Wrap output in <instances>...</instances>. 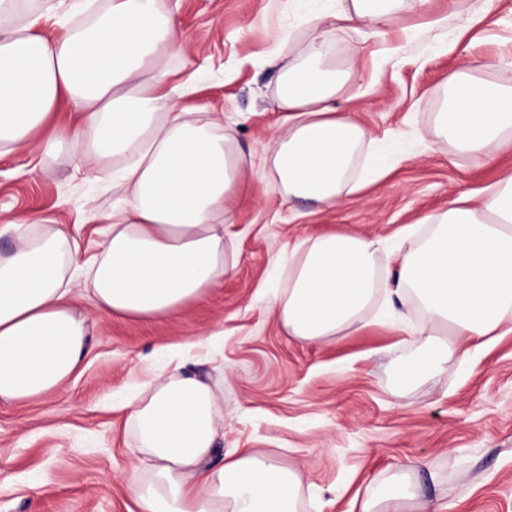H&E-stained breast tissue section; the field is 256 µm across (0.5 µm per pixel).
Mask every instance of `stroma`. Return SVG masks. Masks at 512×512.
Here are the masks:
<instances>
[{"instance_id":"stroma-1","label":"stroma","mask_w":512,"mask_h":512,"mask_svg":"<svg viewBox=\"0 0 512 512\" xmlns=\"http://www.w3.org/2000/svg\"><path fill=\"white\" fill-rule=\"evenodd\" d=\"M175 10L184 41L167 60L172 85L195 91L182 108L233 124L243 150L272 143L284 115L269 60L273 35L289 48L309 33L298 0H160ZM72 0H20L15 26L41 15L39 33L60 36ZM435 15L405 14L385 42H367L354 89L339 98L370 131L373 151L394 155L391 175L335 208L289 200L248 174L235 198L237 264L200 304L151 323L93 317L88 364L59 388L21 405L0 404V512H136L122 479L137 439L121 401L162 367L160 348L179 346L188 367L224 389V446L277 453L300 463L307 512H359L354 496L375 492L396 463H427L418 481L447 512H512V334L469 370L449 365L407 389L394 385L397 360L418 346L419 315L405 302L386 326L350 330L326 342L287 336L265 292L278 253L327 231L392 238L512 173V152L475 159L432 144L433 112L461 65L512 82V0H435ZM452 50H443V43ZM69 145L34 166L28 151L0 159V211L40 215L79 234L94 253L119 197L111 174L86 177ZM220 332L208 343L211 332ZM196 345H189V337ZM42 486L32 494L31 484Z\"/></svg>"}]
</instances>
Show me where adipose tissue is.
Instances as JSON below:
<instances>
[{
	"mask_svg": "<svg viewBox=\"0 0 512 512\" xmlns=\"http://www.w3.org/2000/svg\"><path fill=\"white\" fill-rule=\"evenodd\" d=\"M433 0H336L334 11L306 14V44L288 57L280 42L276 102L286 118L262 163L238 145L234 127L200 122L181 108L185 90L169 83L166 59L181 46L174 13L158 0H108L90 24L67 25L48 39L38 17L12 18L18 0H0V158L31 148L39 156L69 143L89 175L111 170L123 204L113 210L96 254L65 225L37 214L0 219V402L24 404L58 388L87 361L91 314L152 322L203 301L235 267L226 228L245 178L260 170L289 198L329 209L385 177L389 164L359 171L373 141L335 101L351 86L360 48L343 62L333 51L345 31L384 37L407 10L428 15ZM78 122L43 129L60 102ZM435 141L492 157L512 148V85L456 72L437 112ZM405 228L408 249L382 238L333 232L282 252L287 284L271 314L288 336L328 339L365 323L379 291L411 298L422 313L418 352L398 381L410 386L448 365L468 366L473 351L512 333V174ZM219 385L179 371L156 377L126 402L138 446L125 475L138 512H302L299 467L273 454L232 450L214 460L224 440ZM414 460L400 465L360 512H418Z\"/></svg>",
	"mask_w": 512,
	"mask_h": 512,
	"instance_id": "1",
	"label": "adipose tissue"
}]
</instances>
